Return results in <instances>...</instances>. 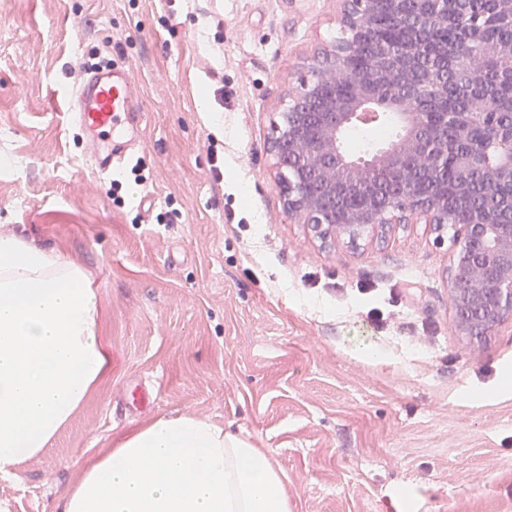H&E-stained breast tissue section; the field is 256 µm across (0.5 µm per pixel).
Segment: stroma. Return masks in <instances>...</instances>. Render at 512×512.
I'll use <instances>...</instances> for the list:
<instances>
[{
  "mask_svg": "<svg viewBox=\"0 0 512 512\" xmlns=\"http://www.w3.org/2000/svg\"><path fill=\"white\" fill-rule=\"evenodd\" d=\"M339 14L338 0H0V225L87 269L112 352L48 448L0 477V512H56L118 437L184 413L267 451L291 512H512V324L454 334V228L324 238L286 208L273 130ZM94 53L121 55L144 97L112 180L65 117Z\"/></svg>",
  "mask_w": 512,
  "mask_h": 512,
  "instance_id": "stroma-1",
  "label": "stroma"
}]
</instances>
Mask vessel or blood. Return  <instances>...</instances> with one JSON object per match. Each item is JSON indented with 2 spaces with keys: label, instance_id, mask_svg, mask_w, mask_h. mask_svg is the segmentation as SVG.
<instances>
[{
  "label": "vessel or blood",
  "instance_id": "1",
  "mask_svg": "<svg viewBox=\"0 0 512 512\" xmlns=\"http://www.w3.org/2000/svg\"><path fill=\"white\" fill-rule=\"evenodd\" d=\"M69 117L88 139V156L99 174L119 168L116 139L134 138L144 117L143 102L126 63L86 71L69 100Z\"/></svg>",
  "mask_w": 512,
  "mask_h": 512
}]
</instances>
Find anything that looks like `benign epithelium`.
I'll return each instance as SVG.
<instances>
[{"label":"benign epithelium","mask_w":512,"mask_h":512,"mask_svg":"<svg viewBox=\"0 0 512 512\" xmlns=\"http://www.w3.org/2000/svg\"><path fill=\"white\" fill-rule=\"evenodd\" d=\"M342 2L340 25L360 30L363 19L374 10L398 16L402 0ZM353 48L352 41H337L325 49L308 64L290 96L289 124L277 131L272 142L280 168L295 170V179L285 180L288 212L324 237L336 231L354 237L366 229L390 224L400 215L407 221L422 220L437 226L448 223V195L431 203L414 187L415 175L433 167L432 146L442 142L436 132L426 131L425 113L417 96L426 75L414 57L407 56L399 61L380 60L372 75L365 76L342 64ZM344 86L353 87V95L336 98V89ZM380 89L387 93L386 103L391 108L386 116L404 128L405 134L392 146L347 162L340 154V135L363 121L364 114L354 111L356 103L372 98ZM310 98L321 103L318 111H302V103ZM284 141L288 142L287 156L279 152ZM507 144L511 149L492 162L480 152L462 157L460 170L478 176L491 190L511 186L512 134ZM383 170L393 174L397 192L388 194L379 205L346 209L339 222L327 218L323 197H369ZM311 179L320 183L323 196H313L305 189ZM452 227L458 249L450 269L451 284H466V307L481 314L485 325V332H479L458 313L454 332L478 340L512 322V224H494L472 213L453 222Z\"/></svg>","instance_id":"1"}]
</instances>
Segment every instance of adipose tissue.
Returning <instances> with one entry per match:
<instances>
[{"mask_svg": "<svg viewBox=\"0 0 512 512\" xmlns=\"http://www.w3.org/2000/svg\"><path fill=\"white\" fill-rule=\"evenodd\" d=\"M86 270L0 229V476L39 456L111 370ZM62 512H290L283 472L239 434L159 416L86 465Z\"/></svg>", "mask_w": 512, "mask_h": 512, "instance_id": "1", "label": "adipose tissue"}]
</instances>
